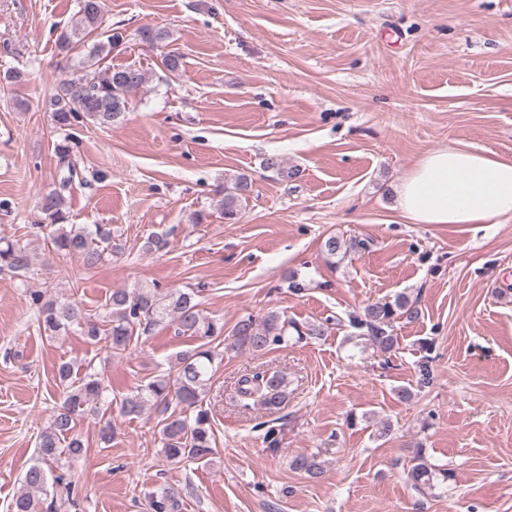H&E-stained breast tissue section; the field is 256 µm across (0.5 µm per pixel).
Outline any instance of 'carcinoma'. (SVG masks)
<instances>
[{
    "mask_svg": "<svg viewBox=\"0 0 512 512\" xmlns=\"http://www.w3.org/2000/svg\"><path fill=\"white\" fill-rule=\"evenodd\" d=\"M101 0H79V10L70 25L57 36L60 52L69 56V74L54 87L49 99L54 125L65 132L64 141L56 144L59 177L55 186L41 199V210L49 221L47 240L57 253L77 259L81 269L90 271L104 261L105 255L123 252L114 241L112 228L107 224L94 227L67 223L64 212L66 194L75 180L78 159L69 145V127L86 117L100 126L111 125L129 109L130 96L147 80L144 70L134 66L100 68L101 61L125 41L118 28H103L104 13ZM142 40L157 44L170 39L163 28H143ZM249 187L248 178L241 174L231 185L224 186L222 213L224 220L238 219L243 195ZM30 255L12 242L0 238V271L19 274L30 268ZM202 289H163L157 283L134 288H117L106 303L103 322L91 318L84 307L71 298L44 299L40 291L31 293L36 308L38 326L55 338L77 328L85 341L96 344L105 341L114 353L124 352L133 342L149 336L156 327L169 322L177 333L199 342L192 350L175 356L173 379L153 378L136 387L123 398L119 411L123 417H137L152 407L159 412L158 433L164 460L178 464L185 460L207 459L214 454V432L208 412L201 408L211 371L218 353L213 343L223 335L224 324L203 315L199 297ZM417 311L408 298L397 296L392 302H377L367 306L364 317L352 324L367 329L372 340L384 350L393 346V337L386 327L396 316L413 318ZM297 336L322 337L325 329L314 325L303 332L294 322L269 314L261 322L250 316L241 318L235 326L236 342L254 352H264L272 346L288 343V329ZM56 378L62 388V401L53 413L49 425L42 430L38 441V459L24 473L21 488L12 499L10 512H37L39 500L48 483L52 467L65 461H75L87 452L84 441L74 434L78 421L92 413L98 419V436L109 445L115 433V421L106 402L109 384L104 376L86 364L83 375L74 372V365L62 363ZM286 379L278 372L255 371L238 380L240 399L278 408L285 400ZM290 467L317 475L320 464L305 454L292 457ZM449 479L448 472L437 470L428 463L423 450H418L414 464L407 472L412 488L423 495L435 487L437 478ZM180 493L170 487L148 492L149 512H180Z\"/></svg>",
    "mask_w": 512,
    "mask_h": 512,
    "instance_id": "1",
    "label": "carcinoma"
}]
</instances>
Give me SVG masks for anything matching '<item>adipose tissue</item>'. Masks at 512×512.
Listing matches in <instances>:
<instances>
[{
	"mask_svg": "<svg viewBox=\"0 0 512 512\" xmlns=\"http://www.w3.org/2000/svg\"><path fill=\"white\" fill-rule=\"evenodd\" d=\"M395 192L412 224H508L512 159L451 144L417 159Z\"/></svg>",
	"mask_w": 512,
	"mask_h": 512,
	"instance_id": "adipose-tissue-1",
	"label": "adipose tissue"
}]
</instances>
